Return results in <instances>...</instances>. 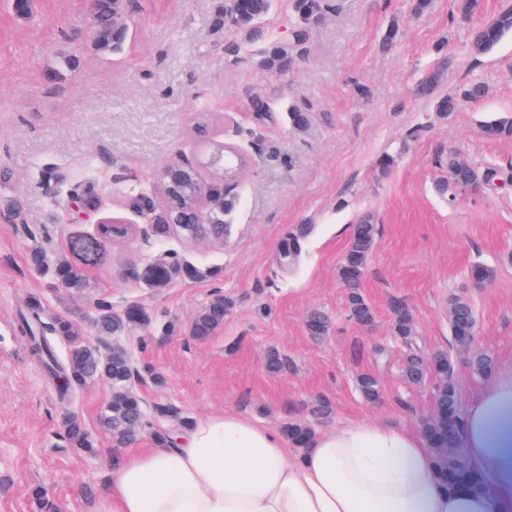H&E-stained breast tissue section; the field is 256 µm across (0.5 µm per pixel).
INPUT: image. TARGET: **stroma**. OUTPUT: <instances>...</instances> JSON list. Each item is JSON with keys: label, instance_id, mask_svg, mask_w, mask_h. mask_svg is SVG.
<instances>
[{"label": "stroma", "instance_id": "35a3bbf8", "mask_svg": "<svg viewBox=\"0 0 512 512\" xmlns=\"http://www.w3.org/2000/svg\"><path fill=\"white\" fill-rule=\"evenodd\" d=\"M504 0H481L471 24L454 0H329L288 72L262 64L288 45L301 17L296 0H274L259 36L224 17L225 0H120V48L101 49L90 0H29L26 12L0 0V512H37L42 487L59 512H96L112 461L122 455L100 425L111 387L95 381L69 411L90 433L87 454L65 437L55 392L15 329L37 298L43 320L89 324L98 299L114 310L137 303L151 336L118 339L135 368L146 408L180 407L191 422L229 410L270 427L301 420L328 431L361 420L422 432L440 385L434 374L404 378L406 358L447 355L461 407L483 391L475 353L512 364V139H493L485 122L512 121V32L477 52L469 30L492 20ZM398 34L382 46L390 26ZM440 72L435 94L417 85ZM479 81L485 98L445 117L437 97ZM267 109L258 113L255 102ZM307 114L295 127L291 111ZM244 151L250 166L220 212L222 238L171 233L115 242L97 236L107 216L145 226L138 195L162 205L160 173L200 152L202 141ZM457 151L478 172L497 171L455 200L438 185V158ZM371 216L378 233L360 291L374 319L351 321L339 267L355 224ZM48 263L79 267L89 286L60 287L30 266L34 247ZM168 254L198 275L164 288L139 280L148 260ZM489 278L473 285L472 267ZM230 300L224 325L207 341L187 334L215 296ZM469 299L478 336L456 347L450 298ZM413 319L411 341L393 333V302ZM324 312L325 335L306 318ZM283 362L270 372V354ZM374 375L378 401L359 378Z\"/></svg>", "mask_w": 512, "mask_h": 512}]
</instances>
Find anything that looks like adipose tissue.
Listing matches in <instances>:
<instances>
[{"instance_id":"adipose-tissue-1","label":"adipose tissue","mask_w":512,"mask_h":512,"mask_svg":"<svg viewBox=\"0 0 512 512\" xmlns=\"http://www.w3.org/2000/svg\"><path fill=\"white\" fill-rule=\"evenodd\" d=\"M476 493L440 480L421 434L359 421L303 448L224 411L177 444L123 454L97 512H512V366L496 370L462 421Z\"/></svg>"}]
</instances>
